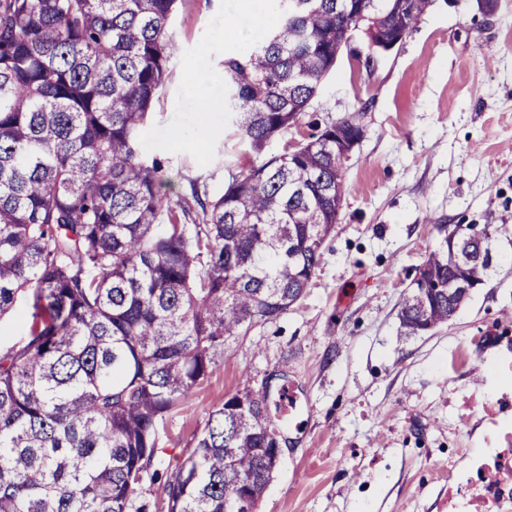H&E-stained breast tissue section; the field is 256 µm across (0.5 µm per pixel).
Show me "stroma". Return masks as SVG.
<instances>
[{"label": "stroma", "mask_w": 512, "mask_h": 512, "mask_svg": "<svg viewBox=\"0 0 512 512\" xmlns=\"http://www.w3.org/2000/svg\"><path fill=\"white\" fill-rule=\"evenodd\" d=\"M431 0L402 44L366 60L355 33L312 103L359 113L340 220L303 298L230 338L209 378L159 426L155 466L194 449L210 411L244 386L288 390L285 440L258 512H448V451L512 427V0ZM271 22L264 0H183L171 77L140 137L170 200L221 193L225 54ZM211 107L199 112L194 102ZM442 224H489L492 266L444 325L400 334L398 312Z\"/></svg>", "instance_id": "35a3bbf8"}]
</instances>
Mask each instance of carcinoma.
I'll use <instances>...</instances> for the list:
<instances>
[{"instance_id": "carcinoma-1", "label": "carcinoma", "mask_w": 512, "mask_h": 512, "mask_svg": "<svg viewBox=\"0 0 512 512\" xmlns=\"http://www.w3.org/2000/svg\"><path fill=\"white\" fill-rule=\"evenodd\" d=\"M180 0H0V318L31 302L28 333L0 345V512H149L143 485L159 422L212 372L224 341L280 317L311 287L336 229V125L283 153L350 42L348 0H267L277 21L224 57V111L260 161L171 219L160 160L139 146L172 73ZM429 0H366L404 34ZM491 225L442 238L399 310L405 336L448 322V281L478 284ZM270 389L249 385L209 413L163 483L167 512L259 500Z\"/></svg>"}]
</instances>
